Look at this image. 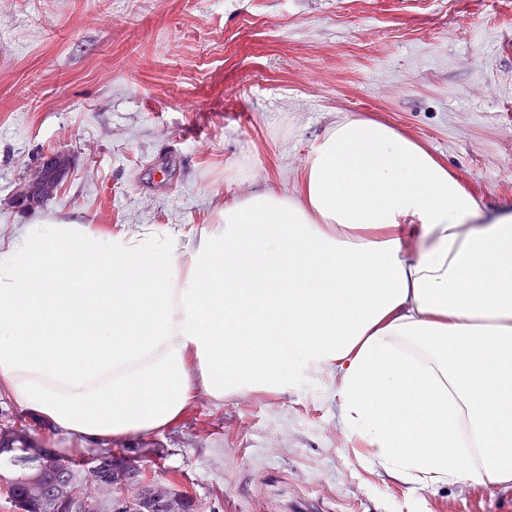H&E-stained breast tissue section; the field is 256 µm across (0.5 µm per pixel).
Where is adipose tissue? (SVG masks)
Wrapping results in <instances>:
<instances>
[{
    "instance_id": "obj_1",
    "label": "adipose tissue",
    "mask_w": 512,
    "mask_h": 512,
    "mask_svg": "<svg viewBox=\"0 0 512 512\" xmlns=\"http://www.w3.org/2000/svg\"><path fill=\"white\" fill-rule=\"evenodd\" d=\"M332 375L347 440L405 483L512 484V211L357 115L300 189L199 232L37 221L0 239V391L102 441L166 430L198 393Z\"/></svg>"
}]
</instances>
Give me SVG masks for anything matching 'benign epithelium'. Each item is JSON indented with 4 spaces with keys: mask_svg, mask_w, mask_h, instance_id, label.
Instances as JSON below:
<instances>
[{
    "mask_svg": "<svg viewBox=\"0 0 512 512\" xmlns=\"http://www.w3.org/2000/svg\"><path fill=\"white\" fill-rule=\"evenodd\" d=\"M70 166L69 153L57 151L49 155L20 182L12 203L25 211L43 207L55 196ZM25 436L17 427H0V453L13 451L14 444ZM44 456L43 449L28 448L15 457L13 465L24 477L42 468ZM106 459L104 454L92 458L96 474L84 481L63 473L48 490L39 491L42 512H128L126 500L114 494L120 487L139 495L150 512H180V496L171 488L142 480L135 465L112 469Z\"/></svg>",
    "mask_w": 512,
    "mask_h": 512,
    "instance_id": "benign-epithelium-1",
    "label": "benign epithelium"
}]
</instances>
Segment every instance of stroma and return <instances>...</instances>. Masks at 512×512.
<instances>
[{
  "label": "stroma",
  "mask_w": 512,
  "mask_h": 512,
  "mask_svg": "<svg viewBox=\"0 0 512 512\" xmlns=\"http://www.w3.org/2000/svg\"><path fill=\"white\" fill-rule=\"evenodd\" d=\"M512 0H0V232L36 219L108 233L202 229L226 201L296 194L313 147L359 114L419 141L512 207ZM59 149L46 208L9 203ZM254 181L233 183L237 166ZM332 379L214 402L160 433L90 442L8 399L0 423L69 455L128 450L204 512H512V484L420 490L349 442Z\"/></svg>",
  "instance_id": "1"
}]
</instances>
